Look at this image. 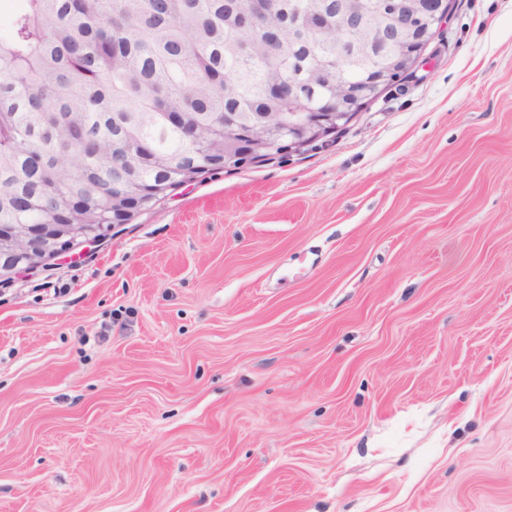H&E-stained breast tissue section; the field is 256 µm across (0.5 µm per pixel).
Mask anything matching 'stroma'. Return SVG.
I'll return each instance as SVG.
<instances>
[{"instance_id":"obj_1","label":"stroma","mask_w":512,"mask_h":512,"mask_svg":"<svg viewBox=\"0 0 512 512\" xmlns=\"http://www.w3.org/2000/svg\"><path fill=\"white\" fill-rule=\"evenodd\" d=\"M0 512H512V0L0 277Z\"/></svg>"}]
</instances>
